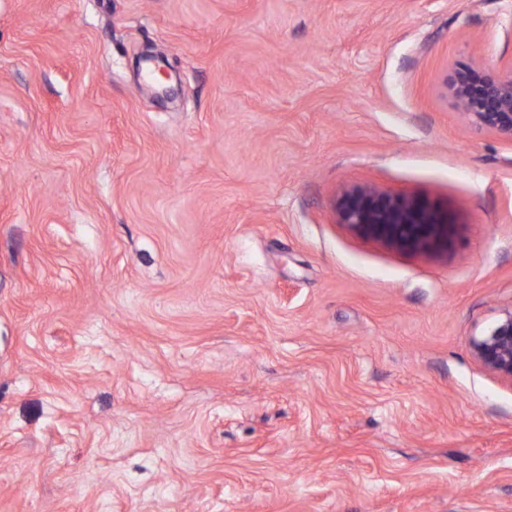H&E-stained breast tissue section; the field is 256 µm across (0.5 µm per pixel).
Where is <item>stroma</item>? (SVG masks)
<instances>
[{"instance_id": "stroma-1", "label": "stroma", "mask_w": 512, "mask_h": 512, "mask_svg": "<svg viewBox=\"0 0 512 512\" xmlns=\"http://www.w3.org/2000/svg\"><path fill=\"white\" fill-rule=\"evenodd\" d=\"M166 59L175 99L137 58ZM512 0H0V512H512ZM455 225L402 251L343 192ZM446 84L458 108L473 124L512 141V68L495 72L459 64ZM338 223L357 234L400 250L420 252L448 246L454 224L429 204L392 197L367 188L347 190L338 208ZM476 361L512 382V305L502 308L493 324L471 341Z\"/></svg>"}]
</instances>
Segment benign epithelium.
Wrapping results in <instances>:
<instances>
[{"label":"benign epithelium","mask_w":512,"mask_h":512,"mask_svg":"<svg viewBox=\"0 0 512 512\" xmlns=\"http://www.w3.org/2000/svg\"><path fill=\"white\" fill-rule=\"evenodd\" d=\"M446 84L458 108L473 124L512 141V69L495 72L460 64ZM338 223L363 237L411 252L448 246L454 230L448 216L423 201L367 188L344 193ZM471 347L484 369L512 381V306L501 309L486 331L473 336Z\"/></svg>","instance_id":"obj_1"}]
</instances>
